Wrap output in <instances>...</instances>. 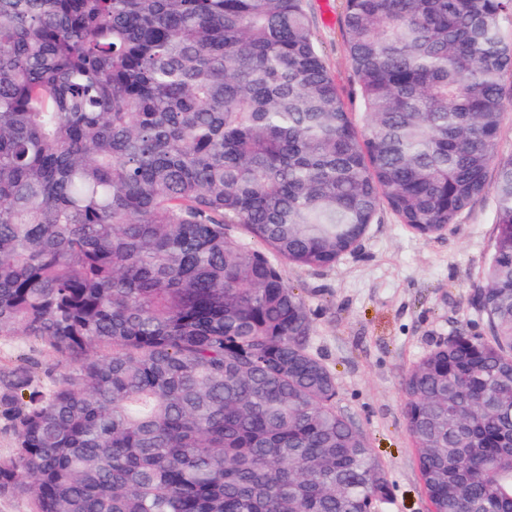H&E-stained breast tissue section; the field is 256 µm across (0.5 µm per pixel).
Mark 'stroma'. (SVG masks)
Segmentation results:
<instances>
[{"label":"stroma","instance_id":"obj_1","mask_svg":"<svg viewBox=\"0 0 512 512\" xmlns=\"http://www.w3.org/2000/svg\"><path fill=\"white\" fill-rule=\"evenodd\" d=\"M308 0L321 53L337 84L351 71L342 35V0ZM494 227L492 194L478 198L438 235L422 238L382 211L360 247L336 265L305 271L283 267L314 317L310 348L336 378L338 408L366 436L392 484L379 512H430L406 431L402 382L407 370L439 342L464 330L483 334L471 305ZM24 359L44 386L73 364L48 345L0 337V366Z\"/></svg>","mask_w":512,"mask_h":512}]
</instances>
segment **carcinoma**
Returning a JSON list of instances; mask_svg holds the SVG:
<instances>
[{"label":"carcinoma","mask_w":512,"mask_h":512,"mask_svg":"<svg viewBox=\"0 0 512 512\" xmlns=\"http://www.w3.org/2000/svg\"><path fill=\"white\" fill-rule=\"evenodd\" d=\"M507 16L344 0L345 97L307 0H0V336L77 362L50 388L0 371V495L377 512L386 471L281 266L335 265L384 208L431 237L491 189L486 332L428 350L403 392L432 512H512Z\"/></svg>","instance_id":"carcinoma-1"}]
</instances>
